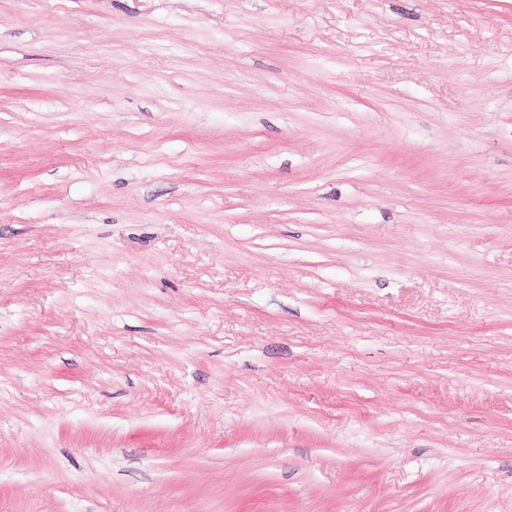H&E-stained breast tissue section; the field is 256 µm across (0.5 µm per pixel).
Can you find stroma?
I'll return each instance as SVG.
<instances>
[{"label":"stroma","instance_id":"1","mask_svg":"<svg viewBox=\"0 0 512 512\" xmlns=\"http://www.w3.org/2000/svg\"><path fill=\"white\" fill-rule=\"evenodd\" d=\"M0 512H512V0H0Z\"/></svg>","mask_w":512,"mask_h":512}]
</instances>
